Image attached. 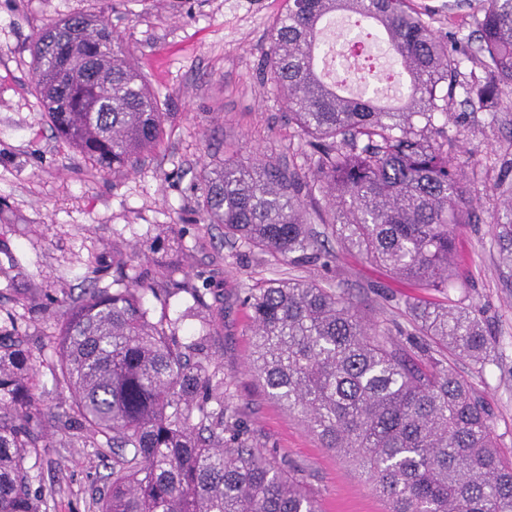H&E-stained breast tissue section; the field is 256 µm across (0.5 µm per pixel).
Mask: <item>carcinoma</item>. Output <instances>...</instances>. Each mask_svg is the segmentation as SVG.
Instances as JSON below:
<instances>
[{"mask_svg": "<svg viewBox=\"0 0 512 512\" xmlns=\"http://www.w3.org/2000/svg\"><path fill=\"white\" fill-rule=\"evenodd\" d=\"M338 11L369 23L407 73L400 102L343 95L322 79L314 51ZM30 52L41 105L92 175L119 177L160 146L170 113L108 19L53 21ZM466 54L486 74L468 86L469 102L497 107L512 92V0H486L478 46ZM460 65L410 0H286L264 75L310 150V173L279 160L219 159L201 178L199 220L224 225L251 252L316 261L305 203L322 195L323 236L425 288L448 287L452 226L480 221L436 125L462 85ZM495 190L512 246V176ZM112 284L89 289L63 316L51 363L55 384L69 390L62 413L40 403L15 321L0 323V512H40L25 461L46 447V417L112 450L90 512H320L229 410L226 383L208 374L207 335L185 342L178 322L150 316L144 295L164 303L169 293L125 272ZM243 302L262 387L353 463L389 512H512V455L496 446L482 401L434 357L436 346L489 360L491 342L466 309L413 304L429 340L413 356L316 283L272 280Z\"/></svg>", "mask_w": 512, "mask_h": 512, "instance_id": "1", "label": "carcinoma"}]
</instances>
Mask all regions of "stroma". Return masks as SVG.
<instances>
[{
	"instance_id": "obj_1",
	"label": "stroma",
	"mask_w": 512,
	"mask_h": 512,
	"mask_svg": "<svg viewBox=\"0 0 512 512\" xmlns=\"http://www.w3.org/2000/svg\"><path fill=\"white\" fill-rule=\"evenodd\" d=\"M438 34L473 42L485 0H419ZM285 0H0V321L22 328L40 378L41 400L60 410L69 397L49 364L61 299L112 284L125 261L153 281L188 290L160 303L154 316L197 334L196 296L214 321L212 369L224 378L229 406L267 453L284 460L321 512H388L387 502L354 466L323 448L303 420L272 399L249 367L250 313L241 299L270 279L312 281L351 298L362 316L396 344L422 334L412 300L459 305L481 321L493 354L484 368L445 352L447 366L485 402L499 448L512 451V262L494 217V186L512 164V98L493 111L468 106L457 89L442 126L481 216L454 228L458 265L448 288H421L365 254L325 240L320 260L289 264L225 242L219 224L196 222V187L213 153L258 155L308 170L310 159L260 69L270 27ZM103 16L129 46L170 120L156 153L115 179L91 176L90 161L53 130L38 96L29 45L48 23L72 15ZM46 445L25 466L41 512H87L110 471L112 454L86 435L46 430Z\"/></svg>"
}]
</instances>
